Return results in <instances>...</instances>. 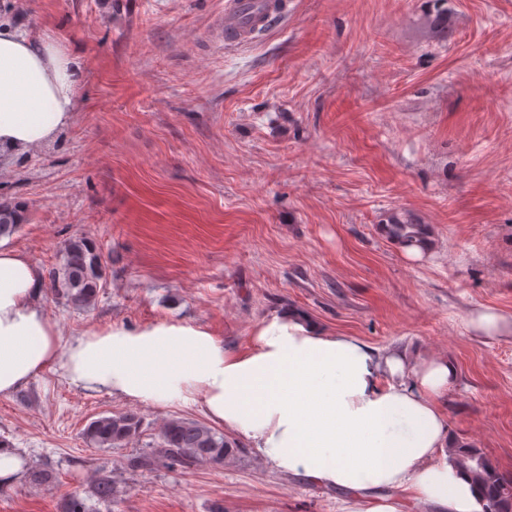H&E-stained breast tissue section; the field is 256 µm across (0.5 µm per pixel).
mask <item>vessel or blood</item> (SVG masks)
<instances>
[{
    "instance_id": "obj_1",
    "label": "vessel or blood",
    "mask_w": 512,
    "mask_h": 512,
    "mask_svg": "<svg viewBox=\"0 0 512 512\" xmlns=\"http://www.w3.org/2000/svg\"><path fill=\"white\" fill-rule=\"evenodd\" d=\"M287 0H226L221 26L228 48L250 46L263 32L287 18Z\"/></svg>"
}]
</instances>
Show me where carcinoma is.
I'll return each instance as SVG.
<instances>
[{"label": "carcinoma", "instance_id": "1", "mask_svg": "<svg viewBox=\"0 0 512 512\" xmlns=\"http://www.w3.org/2000/svg\"><path fill=\"white\" fill-rule=\"evenodd\" d=\"M26 221L23 203L0 199V236L12 235ZM384 231L391 239L407 247L425 239L426 229L411 219L393 218ZM51 292L75 309L86 310L97 303L104 265L97 246L85 237L72 238L62 250V263L48 272ZM141 427L140 418L132 412L113 413L89 422L83 432L86 442L95 448H119L134 438ZM240 449L232 447L224 435L194 420L171 418L161 431L156 447L128 458L127 468L150 471L160 463L192 469L199 465L222 464L235 457ZM458 467L469 474L482 491V512H512V477L502 473L481 450L467 444L453 448ZM93 493L101 502L119 494L112 477L98 474L93 480Z\"/></svg>", "mask_w": 512, "mask_h": 512}]
</instances>
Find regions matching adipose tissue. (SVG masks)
<instances>
[{
	"label": "adipose tissue",
	"instance_id": "adipose-tissue-1",
	"mask_svg": "<svg viewBox=\"0 0 512 512\" xmlns=\"http://www.w3.org/2000/svg\"><path fill=\"white\" fill-rule=\"evenodd\" d=\"M83 71L77 50L0 13V153L27 156L68 129ZM42 289L40 270L0 237V396L47 371L158 405L197 393L210 420L279 470L352 493L351 512H400L387 489L442 512H481L477 485L448 460L456 441L440 401L457 371L447 358L334 336L293 308L265 319L242 351L185 322L66 340Z\"/></svg>",
	"mask_w": 512,
	"mask_h": 512
}]
</instances>
